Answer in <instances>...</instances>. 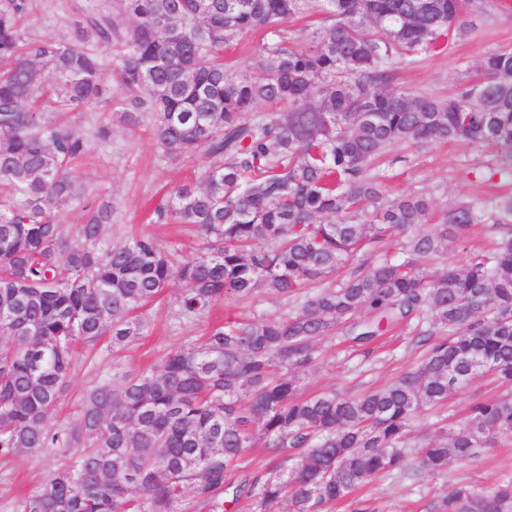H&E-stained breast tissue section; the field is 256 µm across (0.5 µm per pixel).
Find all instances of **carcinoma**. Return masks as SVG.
Segmentation results:
<instances>
[{"label":"carcinoma","instance_id":"cac0c4a2","mask_svg":"<svg viewBox=\"0 0 512 512\" xmlns=\"http://www.w3.org/2000/svg\"><path fill=\"white\" fill-rule=\"evenodd\" d=\"M118 2L112 13L87 6L61 43L24 31L32 0H0V459L75 449L20 512H182L188 497L224 512L228 491L254 512H326L382 473L407 472L410 420L485 374L469 361L490 360L512 383V195L455 204L431 225L426 197L388 194V168L406 144L466 141L496 146L497 171L512 172V50L486 55L481 81L439 98L390 88L393 69L468 34L459 0ZM310 10L321 25L292 36L289 20ZM259 30L257 74L226 67L227 45ZM112 101L130 131L149 122L165 155L208 159L154 210L161 223L196 226L199 253L151 236L102 244L108 204L86 207L77 241L63 236L56 212L80 194L69 169L87 145L43 113ZM261 104L273 112L245 120ZM472 224L509 231L463 266L433 277L419 268ZM392 235L405 259L372 261ZM174 279L186 324L266 291L298 310L214 325L145 370L93 385L77 416L51 427L77 346L139 340L143 309ZM413 320L424 346L414 369L357 397L300 395L324 341L366 344ZM256 433L269 469L234 486ZM509 434L512 398L476 401L462 425L421 442L417 467L469 462ZM434 512H512V479L457 485Z\"/></svg>","mask_w":512,"mask_h":512}]
</instances>
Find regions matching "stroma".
Instances as JSON below:
<instances>
[{"label":"stroma","mask_w":512,"mask_h":512,"mask_svg":"<svg viewBox=\"0 0 512 512\" xmlns=\"http://www.w3.org/2000/svg\"><path fill=\"white\" fill-rule=\"evenodd\" d=\"M86 6V0H34L27 29L36 37L68 39L71 19ZM462 19L470 27V35L449 40L436 52L409 58L395 69L393 88L445 96L459 83L476 79L478 64L485 55L512 50V0H485L483 9L478 11L465 7ZM72 124L86 138L87 153L73 170L83 196L57 214L63 235L77 239L86 202H110L118 214L115 222L104 229L105 242L145 234L162 247L195 251L201 239L190 226L155 224L151 218L154 206L167 190L204 168L206 158L200 154L172 161L164 158L147 129L129 133L109 104L90 106L87 112L75 116ZM101 125L111 129L104 142L94 135L95 128ZM405 154L406 162L391 170L390 194L425 193L432 198L433 209L438 213L454 201L480 204L500 187L512 189V177L491 175L489 165L493 157L488 147L464 142L431 143L406 149ZM501 237V231L491 225H472L464 245H450L439 257L427 262L424 270L432 274L450 263L463 264L467 254L492 248ZM179 288V283H172L164 298L149 307L146 333L136 345L121 350L104 345L95 357L77 358L59 406L49 419L51 425L74 418L83 394L97 381L146 368L169 350L205 332L207 324L186 325L176 317L172 301ZM296 310L294 303L264 292L249 301L225 300L213 309L208 324ZM417 360L413 329L409 326L388 329L365 347L333 341L322 345L313 367L302 373L300 387L305 394L332 389L344 397L357 396L385 386L413 368ZM505 392V387L499 386L491 375L475 379L450 394L442 409H428L412 418L408 426L410 447L461 425L472 401ZM62 461V456L54 452H32L0 461V512H18L19 501L38 489ZM509 478L510 435L498 438L475 461L449 463L441 473L411 471L378 478L336 504L331 512H431L434 504L447 494L449 485L485 488Z\"/></svg>","instance_id":"35a3bbf8"}]
</instances>
